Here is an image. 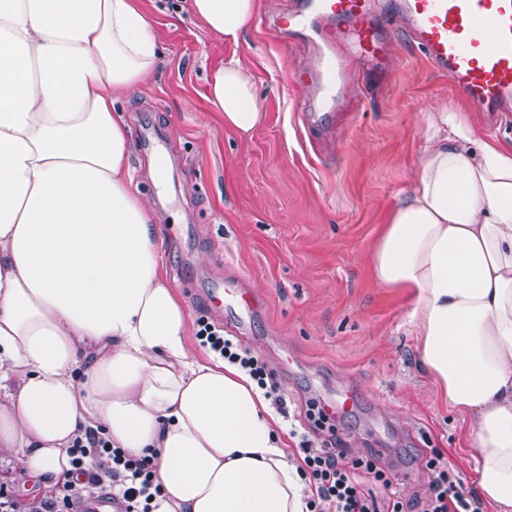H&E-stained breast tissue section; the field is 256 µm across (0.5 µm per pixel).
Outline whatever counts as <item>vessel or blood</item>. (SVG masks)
Wrapping results in <instances>:
<instances>
[{"label":"vessel or blood","instance_id":"obj_1","mask_svg":"<svg viewBox=\"0 0 512 512\" xmlns=\"http://www.w3.org/2000/svg\"><path fill=\"white\" fill-rule=\"evenodd\" d=\"M400 19L432 68L480 112L512 105V0H300L278 32H319L331 47L314 82L336 87L345 63L374 60L388 46L381 20Z\"/></svg>","mask_w":512,"mask_h":512}]
</instances>
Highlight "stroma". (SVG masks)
Here are the masks:
<instances>
[{
    "mask_svg": "<svg viewBox=\"0 0 512 512\" xmlns=\"http://www.w3.org/2000/svg\"><path fill=\"white\" fill-rule=\"evenodd\" d=\"M298 0H259L243 38L224 42L177 0H139L160 37L162 61L117 104L130 129L132 186L156 212L166 278L190 322L207 320L264 359L290 400L286 428L314 435L310 403L337 406L333 426L349 457L380 455L398 474L403 501L423 497L424 455H444L463 491H476L470 422L451 410L420 366L410 298L371 273L373 246L398 199L416 184L428 108L462 104L447 78L400 24L382 30L393 51L356 69L324 100L317 86L290 87L291 65L313 69L306 37L266 36ZM238 58L255 79L265 117L251 138L225 127L205 76ZM305 110H359L334 148L319 146ZM165 155L161 176L150 162ZM250 289L253 312L236 287ZM221 312H214L212 301Z\"/></svg>",
    "mask_w": 512,
    "mask_h": 512,
    "instance_id": "obj_1",
    "label": "stroma"
}]
</instances>
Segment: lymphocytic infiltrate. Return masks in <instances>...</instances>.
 <instances>
[{"label":"lymphocytic infiltrate","instance_id":"1","mask_svg":"<svg viewBox=\"0 0 512 512\" xmlns=\"http://www.w3.org/2000/svg\"><path fill=\"white\" fill-rule=\"evenodd\" d=\"M196 336L214 354L245 370L278 409H286V400L264 361L234 344L208 321H199ZM337 445L338 439L331 432L317 443L303 441L299 448L300 475L310 490L309 512H405L401 498L393 491L391 469L371 454L346 457ZM68 453L77 481L53 488L41 500L38 512H75L78 502L111 486L117 490L112 501L121 512H150L151 500L161 493L149 457L128 455L102 436L90 433L76 439ZM425 467L432 479L422 512H481L477 497L457 490L440 452H431ZM376 485L387 490L385 500H377L372 491Z\"/></svg>","mask_w":512,"mask_h":512}]
</instances>
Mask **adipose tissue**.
Returning <instances> with one entry per match:
<instances>
[{"mask_svg": "<svg viewBox=\"0 0 512 512\" xmlns=\"http://www.w3.org/2000/svg\"><path fill=\"white\" fill-rule=\"evenodd\" d=\"M257 6L189 2L232 44ZM159 46L137 0H0V450L46 492L71 479L73 440L99 431L151 458L152 512H308L263 390L188 346L154 211L131 188L114 105ZM206 83L225 127L251 137V72L232 58ZM372 270L408 290L420 364L470 419L479 494L512 512V145L430 107Z\"/></svg>", "mask_w": 512, "mask_h": 512, "instance_id": "ef3b65f1", "label": "adipose tissue"}]
</instances>
